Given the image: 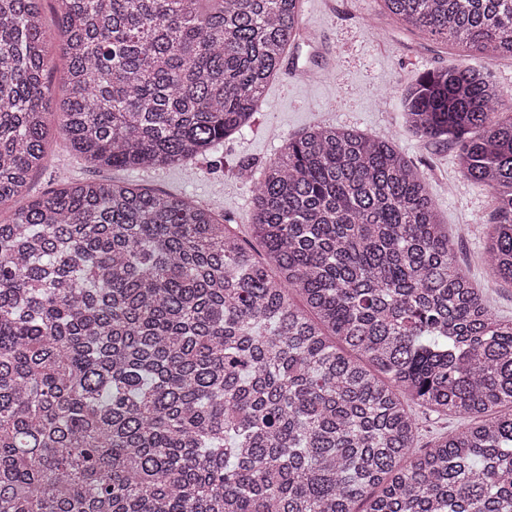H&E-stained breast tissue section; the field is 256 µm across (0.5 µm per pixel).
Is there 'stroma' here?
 Returning a JSON list of instances; mask_svg holds the SVG:
<instances>
[{
	"label": "stroma",
	"instance_id": "1",
	"mask_svg": "<svg viewBox=\"0 0 512 512\" xmlns=\"http://www.w3.org/2000/svg\"><path fill=\"white\" fill-rule=\"evenodd\" d=\"M303 23L311 41L283 58L256 124L225 139L213 156L151 170L100 168L70 149L59 132V116L52 113L47 117L52 131L46 143L48 163L32 172L30 197L69 182L133 181L151 192L182 194L210 204L233 223L244 225L251 221L253 186L234 176L236 166L264 165L286 139L322 124L392 135L427 176L461 270L485 289L497 317L512 318V286L488 284L483 255L490 212L487 191L461 176L450 144L425 142L405 133L400 105L401 87L418 74L471 61L504 93L512 94V59L473 60L462 48L400 29L379 0H305Z\"/></svg>",
	"mask_w": 512,
	"mask_h": 512
}]
</instances>
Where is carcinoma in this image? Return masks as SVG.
I'll use <instances>...</instances> for the list:
<instances>
[{
  "instance_id": "obj_1",
  "label": "carcinoma",
  "mask_w": 512,
  "mask_h": 512,
  "mask_svg": "<svg viewBox=\"0 0 512 512\" xmlns=\"http://www.w3.org/2000/svg\"><path fill=\"white\" fill-rule=\"evenodd\" d=\"M0 0V512H512V319L455 260L394 139L316 126L255 177L250 229L130 182L26 199L60 132L150 169L251 127L303 0ZM408 30L512 57V0H382ZM404 129L486 189L512 283V95L424 71ZM467 420L419 445L410 409ZM48 55L51 60L46 72V79L50 83L55 98H60L68 93L66 78V62L60 51L58 40L51 39L48 44Z\"/></svg>"
}]
</instances>
